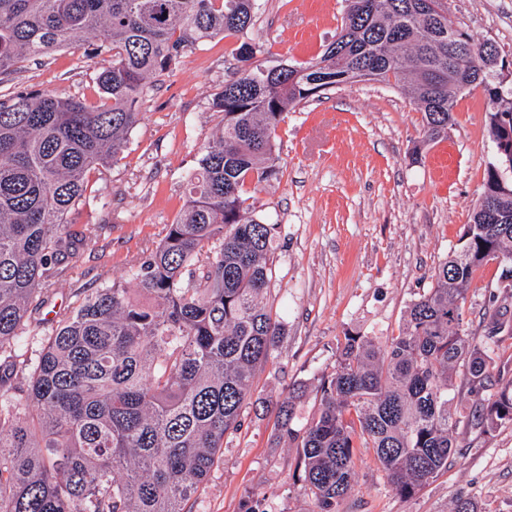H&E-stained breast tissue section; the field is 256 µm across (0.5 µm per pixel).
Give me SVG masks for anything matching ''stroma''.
I'll list each match as a JSON object with an SVG mask.
<instances>
[{
    "label": "stroma",
    "instance_id": "stroma-1",
    "mask_svg": "<svg viewBox=\"0 0 512 512\" xmlns=\"http://www.w3.org/2000/svg\"><path fill=\"white\" fill-rule=\"evenodd\" d=\"M344 0H259L247 40L262 44L256 64L272 67L319 57L341 24ZM448 22L495 44L512 82V0H448ZM101 36L19 63L0 79V100L16 90L52 92L97 104L98 72L111 57ZM237 38L186 50L170 72L148 79L142 118L116 163L92 171L88 189L105 208L72 213L83 240L59 259L28 328L45 334L78 296L110 285L146 256L180 212L186 179L223 125L213 106L235 67ZM482 90L458 100L445 139L424 143L422 114L400 88L356 81L322 92L284 114L275 134L277 179L254 193L256 216L275 225L277 250L265 301L286 334L260 369L239 431L190 501L192 512H242L247 492L266 493L271 512H312L292 473L295 451L275 446L276 405L289 390L332 372L345 335H397L409 304L433 286V273L456 246L495 160ZM496 263L475 272L466 295L469 330L482 337L497 310L512 314V290ZM475 399L452 411L461 448L415 495L387 482L369 448L355 451V483L338 512H450L458 497L476 512H512V426H467Z\"/></svg>",
    "mask_w": 512,
    "mask_h": 512
}]
</instances>
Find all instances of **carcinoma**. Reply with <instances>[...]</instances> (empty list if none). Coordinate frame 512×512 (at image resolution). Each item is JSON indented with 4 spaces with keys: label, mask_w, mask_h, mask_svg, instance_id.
<instances>
[{
    "label": "carcinoma",
    "mask_w": 512,
    "mask_h": 512,
    "mask_svg": "<svg viewBox=\"0 0 512 512\" xmlns=\"http://www.w3.org/2000/svg\"><path fill=\"white\" fill-rule=\"evenodd\" d=\"M336 40L297 71L254 74L261 46L242 41L238 65L213 107L224 125L187 180L165 237L119 281L80 298L28 356L24 335L52 264L83 240L69 229L91 170L118 159L137 124L147 79L187 49L253 24L257 0H0V76L80 35L101 33L112 63L97 77V106L17 91L0 101V355L15 395L0 399V512H189L187 505L241 427L258 369L282 323L263 304L274 225L253 215L249 190L277 178L282 115L358 80L403 87L423 113V141L448 136L460 97L484 93L489 138L512 154V85L495 80L499 51L448 24V0H344ZM486 171L480 198L434 285L383 344L349 335L336 368L316 378L318 411L296 422L278 406L275 444L296 449L293 478L316 512H336L354 486V449L403 496L418 492L457 454L450 405L461 388L482 405L474 426H512V380L482 397L485 354L465 322L475 271L490 261L512 288V186ZM494 199L495 214L485 209ZM512 326L494 315L485 343Z\"/></svg>",
    "instance_id": "cac0c4a2"
}]
</instances>
